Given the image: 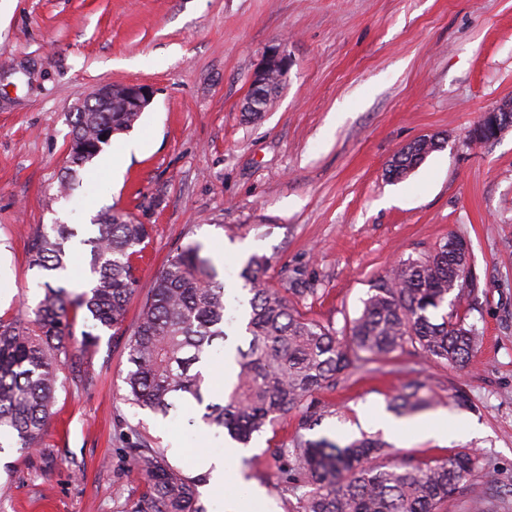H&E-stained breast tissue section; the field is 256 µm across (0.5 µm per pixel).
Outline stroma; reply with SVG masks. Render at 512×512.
I'll return each instance as SVG.
<instances>
[{
	"mask_svg": "<svg viewBox=\"0 0 512 512\" xmlns=\"http://www.w3.org/2000/svg\"><path fill=\"white\" fill-rule=\"evenodd\" d=\"M282 46L286 78L268 112L241 104L266 50ZM147 83L155 95L134 128L120 180L90 163L83 186L58 192L71 116L103 84ZM512 98V0H0V318H24L42 296L28 240L42 225L88 224L118 213L147 225L133 258L138 286L119 328L101 330L80 356L82 384L59 389L43 446L0 454V512H136L147 487L128 449L143 431L185 474L220 456L224 432L186 418L163 421L125 402L127 343L154 278L177 247L196 241L219 257L229 301L247 299L239 272L252 254L265 279L298 277L309 317L343 329L374 281L399 260L426 257L463 236L479 278L469 319L481 342L466 372L399 359L317 395L324 411L309 438L338 443L374 435L373 415L401 386L425 384L419 419L448 422V436L383 433L378 461L425 464L477 452L475 493L512 485V129L475 145L481 115ZM446 143L406 179L384 176L406 144ZM465 391L470 408L456 406ZM477 434L458 433L461 422ZM297 416L256 435L225 489L246 484L266 512H293L272 493L280 463L268 448L289 440ZM202 482L208 512L224 491Z\"/></svg>",
	"mask_w": 512,
	"mask_h": 512,
	"instance_id": "1",
	"label": "stroma"
}]
</instances>
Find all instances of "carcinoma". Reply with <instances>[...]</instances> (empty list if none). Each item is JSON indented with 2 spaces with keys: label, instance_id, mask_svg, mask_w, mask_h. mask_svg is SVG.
Instances as JSON below:
<instances>
[{
  "label": "carcinoma",
  "instance_id": "1",
  "mask_svg": "<svg viewBox=\"0 0 512 512\" xmlns=\"http://www.w3.org/2000/svg\"><path fill=\"white\" fill-rule=\"evenodd\" d=\"M139 112L74 113L73 145L67 157L70 183L77 169L91 162L116 134L133 129ZM500 115L485 112L474 127L476 141L496 139ZM106 139H101V136ZM442 142L398 152L386 174L407 177ZM93 233L80 240L91 275L89 287L70 291L60 284L68 269V243L77 236L69 224L36 232L29 246V268L44 277V295L27 324L0 319V431L12 447L29 453L41 445L53 415L60 374L74 384L84 381L76 348L85 349L98 329H115L125 319L137 278L132 257L148 238L144 224L104 215ZM268 260L250 256L241 273L250 294L245 339L233 349L234 371L220 389L206 383L202 366L210 352L224 346V282L203 245L176 249L155 277L150 298L141 307L128 341L130 368L124 399L156 417L176 418L187 405L200 408L198 426L221 428L233 441L248 445L254 434L290 413L299 415L288 443L272 454L282 461L277 492L297 495L295 512H447L448 499L469 489L476 464L473 450H462L425 465H378L371 457L386 444L363 438L344 446L311 439L321 420L315 395L334 389L354 373L384 359L407 353L462 371L469 365L478 337L475 325L458 313L459 302L474 310L478 290L470 251L453 236L424 258L409 257L379 277L360 314L338 332L308 317L280 291L262 281ZM83 311L87 330L72 332V314ZM431 400L424 385L406 382L392 409L411 414ZM147 484L136 512H207L198 492L201 477H190L169 461L167 449L152 446L142 433L130 447Z\"/></svg>",
  "mask_w": 512,
  "mask_h": 512
}]
</instances>
